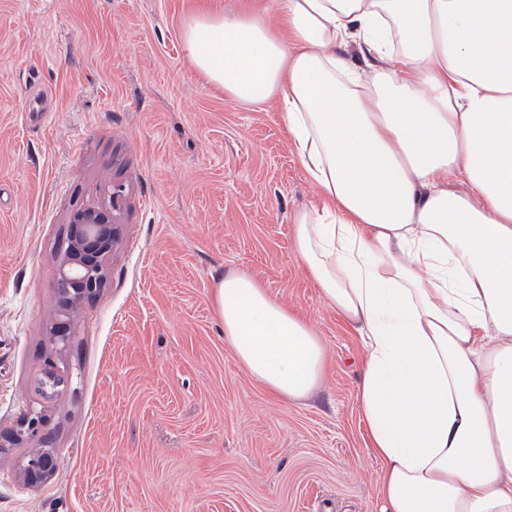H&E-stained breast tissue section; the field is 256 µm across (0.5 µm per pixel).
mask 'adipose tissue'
<instances>
[{
    "mask_svg": "<svg viewBox=\"0 0 512 512\" xmlns=\"http://www.w3.org/2000/svg\"><path fill=\"white\" fill-rule=\"evenodd\" d=\"M272 3L275 23L200 13L182 40L226 94L274 101L317 187L294 250L363 342L381 512H512V0ZM215 303L272 395L315 390L304 316L242 270Z\"/></svg>",
    "mask_w": 512,
    "mask_h": 512,
    "instance_id": "obj_1",
    "label": "adipose tissue"
}]
</instances>
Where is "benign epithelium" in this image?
Wrapping results in <instances>:
<instances>
[{"mask_svg": "<svg viewBox=\"0 0 512 512\" xmlns=\"http://www.w3.org/2000/svg\"><path fill=\"white\" fill-rule=\"evenodd\" d=\"M118 193H111L109 205L73 213L62 239L58 256L56 294L58 305L49 327L51 342L62 348L69 344L78 309L94 300L108 280V260L119 244L124 225L114 215ZM43 418L33 408L23 413L15 427L0 430V450L12 448L34 437ZM56 470L51 447L41 442L29 451L22 473L27 484L49 480Z\"/></svg>", "mask_w": 512, "mask_h": 512, "instance_id": "7a95c632", "label": "benign epithelium"}]
</instances>
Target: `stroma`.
Instances as JSON below:
<instances>
[{
  "label": "stroma",
  "instance_id": "1",
  "mask_svg": "<svg viewBox=\"0 0 512 512\" xmlns=\"http://www.w3.org/2000/svg\"><path fill=\"white\" fill-rule=\"evenodd\" d=\"M269 0H0V428L26 406L57 450L27 486L0 452V512H379L357 400L363 348L306 276L295 214L316 188L274 103L243 104L190 63L199 12ZM53 116L26 121L31 90ZM123 185L109 279L67 349L46 336L73 212ZM244 270L326 347L306 399L272 397L224 339L214 295ZM67 375L48 399L47 366Z\"/></svg>",
  "mask_w": 512,
  "mask_h": 512
}]
</instances>
